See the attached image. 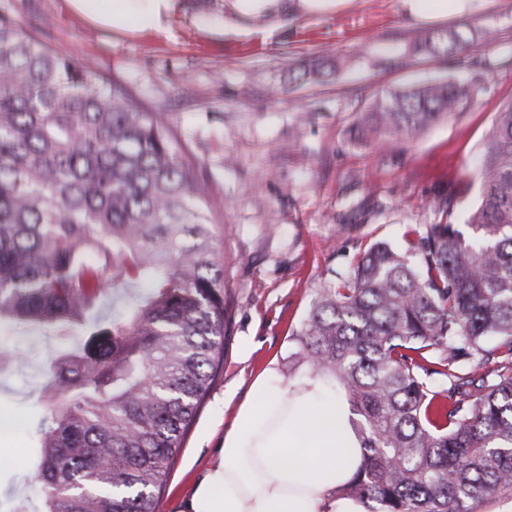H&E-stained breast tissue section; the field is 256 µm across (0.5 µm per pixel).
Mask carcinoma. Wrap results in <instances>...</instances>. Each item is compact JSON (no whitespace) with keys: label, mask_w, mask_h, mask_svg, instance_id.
<instances>
[{"label":"carcinoma","mask_w":512,"mask_h":512,"mask_svg":"<svg viewBox=\"0 0 512 512\" xmlns=\"http://www.w3.org/2000/svg\"><path fill=\"white\" fill-rule=\"evenodd\" d=\"M470 47L450 27L414 51ZM481 89L455 77L390 89L350 139L392 150ZM471 181L470 237L445 206L410 245L420 263L373 242L293 333L292 364L335 378L364 449L339 492L378 512H475L512 495V99ZM214 216L199 164L160 113L0 14V331L58 344L31 436L40 510L26 496L10 512H155L224 362ZM26 364L0 344V374Z\"/></svg>","instance_id":"obj_1"}]
</instances>
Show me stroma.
Here are the masks:
<instances>
[{
	"label": "stroma",
	"instance_id": "obj_1",
	"mask_svg": "<svg viewBox=\"0 0 512 512\" xmlns=\"http://www.w3.org/2000/svg\"><path fill=\"white\" fill-rule=\"evenodd\" d=\"M0 13L162 113L208 185L224 258V365L158 498L157 512H181L253 379L271 362L291 379L292 334L326 274H349L374 241L403 248L427 235L440 221L439 203L464 224L478 197L468 176L498 106L512 98V0H473L463 17L430 23L410 21L399 0H352L336 14L247 35L200 26L187 5L161 36L112 32L65 0H0ZM462 21L474 30L468 54L413 53L417 40ZM342 57L352 63L335 72ZM309 64L320 81L296 82ZM448 75L480 78L474 105L385 157L349 143L357 112L378 95ZM14 344L29 364L0 376V512L27 493L29 438L11 423L36 414L39 368L57 347L36 333Z\"/></svg>",
	"mask_w": 512,
	"mask_h": 512
}]
</instances>
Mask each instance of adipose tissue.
Listing matches in <instances>:
<instances>
[{"mask_svg": "<svg viewBox=\"0 0 512 512\" xmlns=\"http://www.w3.org/2000/svg\"><path fill=\"white\" fill-rule=\"evenodd\" d=\"M86 20L115 32H166L180 0H67ZM350 0H211L201 23L221 14L223 27H274L284 15L328 16ZM470 0H400L417 22L464 14ZM332 376L281 383L267 369L251 384L216 455L195 480L184 512H366L337 496L364 464L357 434Z\"/></svg>", "mask_w": 512, "mask_h": 512, "instance_id": "1", "label": "adipose tissue"}]
</instances>
